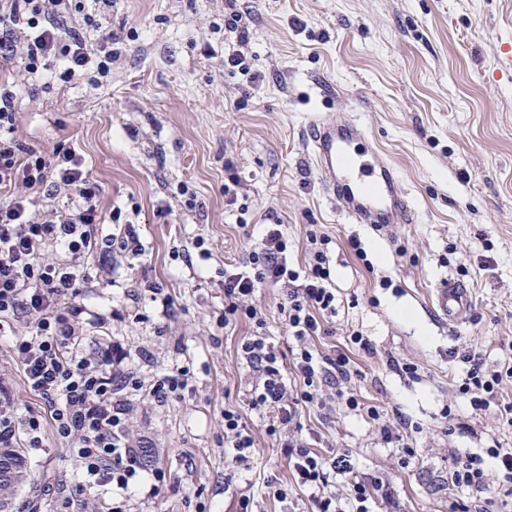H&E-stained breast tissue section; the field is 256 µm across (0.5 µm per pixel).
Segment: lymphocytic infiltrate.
<instances>
[{
    "instance_id": "obj_1",
    "label": "lymphocytic infiltrate",
    "mask_w": 512,
    "mask_h": 512,
    "mask_svg": "<svg viewBox=\"0 0 512 512\" xmlns=\"http://www.w3.org/2000/svg\"><path fill=\"white\" fill-rule=\"evenodd\" d=\"M63 0H0V66L21 64L38 75L50 57H65L57 74L68 83L96 65L111 71L117 58L118 33L103 30L96 42L76 31L64 32ZM32 29L27 39L19 33ZM17 95L0 84V337L12 340V351L30 392L50 407L49 423L22 415L13 399L0 395V447L42 449L44 428L69 445L78 465L81 490L87 498L67 496V512H85L95 501L97 512H112L109 498L129 501L144 467L139 449L129 441L127 417L134 400H167L188 384V372L174 367L150 385L134 378L125 365L122 347L95 341L90 328L107 325L106 313H88L80 298L95 281L88 273L98 250L141 254L134 226L121 237L102 243L98 226L106 215L100 206L101 188L82 167L70 147L58 144L52 153L15 134ZM74 198L65 214L39 217L32 210L34 194ZM58 248L55 257L47 247ZM288 240L279 225H266L244 269L224 272V319L248 320L250 336L241 355L257 374L249 392L252 408L269 416L266 432L283 439V453L295 485L306 488L312 512H371L374 497L390 499L383 482L357 471L353 456L343 449H324L316 438L293 434L301 412L325 408L323 388L349 389L359 371L349 351L326 355L317 338L331 335L326 318L336 312V291L328 282L326 258L316 253L309 272L290 269ZM282 289L280 313L288 337L279 343L267 332L265 313L252 302L259 287ZM28 332L17 335L18 323ZM465 377L459 387L473 411L496 406L498 416L512 425V401L500 400L503 380H512V365L488 371L478 353L465 351ZM224 446L233 468L248 467L255 439L241 416L224 413ZM452 484L466 490L467 499L454 501L449 512H487L489 503L512 499V448H490L485 454L470 449L452 451ZM344 491H337V480Z\"/></svg>"
}]
</instances>
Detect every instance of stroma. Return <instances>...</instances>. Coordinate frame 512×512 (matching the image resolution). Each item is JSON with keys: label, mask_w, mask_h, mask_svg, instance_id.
Returning a JSON list of instances; mask_svg holds the SVG:
<instances>
[{"label": "stroma", "mask_w": 512, "mask_h": 512, "mask_svg": "<svg viewBox=\"0 0 512 512\" xmlns=\"http://www.w3.org/2000/svg\"><path fill=\"white\" fill-rule=\"evenodd\" d=\"M236 7L250 20L244 74L224 66L238 46L224 30V0H112L102 11L87 0L84 11L67 8L64 22L91 40L103 27L121 35L108 75L91 67L63 84L0 68V80L16 85L18 136L47 151L70 144L101 186V205L115 219L100 225V236L129 222L138 227L143 255L92 264L93 278L114 284L89 289L86 304L123 307L106 332L129 351L135 378L189 370L185 390L137 404L128 419L164 481L149 495L150 475L142 473L127 510L236 512L235 490L224 488L229 409L258 441L237 488L250 487L256 512H310L307 491L281 501L267 488L291 476L265 433V413L249 404L253 372L238 348L251 325L216 324L224 267L249 258L241 225L280 224L296 269L309 261V232L329 239L336 333L318 340L321 351L345 347L355 331L376 348L351 354L362 410L326 389V412L304 411L303 433L352 452L360 471L392 488V502H377L376 512H448L462 495L448 479L449 449L512 448V428L494 410L473 412L459 397L466 366L452 356L467 348L489 369L512 364V0H237ZM315 115L362 125L395 166L412 223L383 236L349 223L324 196L305 142ZM231 174L240 180L232 204L224 195ZM199 236L211 258L183 262L179 250ZM354 240L372 268L357 258ZM448 274L473 290L471 310L454 325L429 304L434 281ZM135 280L133 306L127 287ZM156 288L173 298L174 318L161 317ZM406 362L416 375L401 371ZM0 386L21 412L48 415L5 340ZM369 406L383 418L408 419L402 435L417 450L408 465L368 418ZM450 420L466 432H448ZM45 442L43 451L21 449L26 478L9 512L31 505L59 512L58 502L35 492L45 481L77 492L74 463L54 436Z\"/></svg>", "instance_id": "obj_1"}]
</instances>
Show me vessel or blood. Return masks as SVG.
<instances>
[{
	"instance_id": "b4317fda",
	"label": "vessel or blood",
	"mask_w": 512,
	"mask_h": 512,
	"mask_svg": "<svg viewBox=\"0 0 512 512\" xmlns=\"http://www.w3.org/2000/svg\"><path fill=\"white\" fill-rule=\"evenodd\" d=\"M306 141L324 194L354 223L373 225L378 232L390 224L408 223L410 208L394 168L371 148L363 128L315 118L307 127ZM430 306L445 323H458L469 307L467 286L454 276L441 277L431 291Z\"/></svg>"
}]
</instances>
